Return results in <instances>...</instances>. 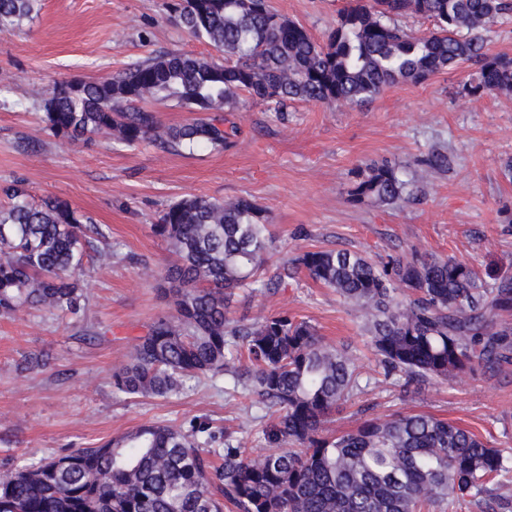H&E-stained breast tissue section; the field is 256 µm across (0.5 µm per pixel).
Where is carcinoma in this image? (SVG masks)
Instances as JSON below:
<instances>
[{"mask_svg":"<svg viewBox=\"0 0 512 512\" xmlns=\"http://www.w3.org/2000/svg\"><path fill=\"white\" fill-rule=\"evenodd\" d=\"M36 2L0 0V31L32 17ZM510 12L512 0H350L320 43L268 0H177V24L224 62L165 52L101 80L65 81L42 102L43 120L68 142L106 134L180 152L228 147L238 129L222 113L243 94L276 112L294 102L358 106L462 63L478 66L476 83L463 87L469 94L512 91V57L489 54L481 36ZM408 14L433 29L418 36L392 23ZM149 99L206 116L163 127ZM357 178L356 201L391 205L413 195L387 163ZM0 195L8 200L0 204V315L27 307L80 314L85 259L108 227L57 198L34 201L18 181ZM153 230L177 256L163 274L172 312L134 344L114 388L165 397L224 374L273 418L264 436L277 450L255 455L207 419L186 430L152 423L117 443L0 466V512H224L226 501L237 512H443L465 500L482 512L512 508L500 493L512 472L502 450L426 414L370 417L335 432L336 411L361 388L350 350L286 312L229 316L238 292L256 296L302 269L359 311L385 376L406 388L512 362V332L498 323L512 311V278L487 283L455 258L417 251L380 264L347 249L274 262L276 239L247 198L179 199Z\"/></svg>","mask_w":512,"mask_h":512,"instance_id":"obj_1","label":"carcinoma"}]
</instances>
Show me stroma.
I'll return each mask as SVG.
<instances>
[{
    "label": "stroma",
    "mask_w": 512,
    "mask_h": 512,
    "mask_svg": "<svg viewBox=\"0 0 512 512\" xmlns=\"http://www.w3.org/2000/svg\"><path fill=\"white\" fill-rule=\"evenodd\" d=\"M172 0H39L32 20L0 33V184L20 181L32 198L56 196L109 226L88 263L80 317L48 310L0 316V462L35 463L51 454L120 440L141 425L209 419L255 453L270 449L248 398L224 392L223 376L179 394L116 393L112 375L139 336L170 314L160 274L174 255L152 230L171 202L199 196L247 198L266 212L283 256L348 249L381 260L419 251L469 264L484 278H512V93L467 95L476 70L461 65L419 84L387 87L356 108L297 102L277 112L242 99L226 149L177 154L111 136L65 143L42 120L41 103L59 81L108 77L150 54L182 50L216 62L224 55L169 20ZM347 0H270L317 40ZM447 168L426 172L435 152ZM396 165L420 194L398 206L354 202L357 171ZM286 311L348 347L369 384L335 416L334 429L393 413H423L459 424L512 456V365L401 390L368 347L355 309L298 273L280 287L239 299L238 317ZM49 357L31 371V354Z\"/></svg>",
    "instance_id": "1"
}]
</instances>
